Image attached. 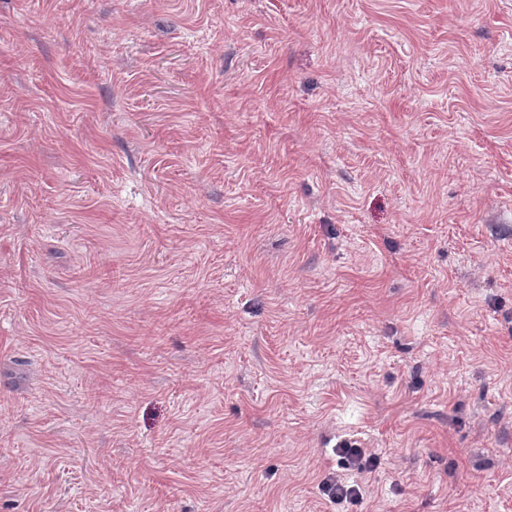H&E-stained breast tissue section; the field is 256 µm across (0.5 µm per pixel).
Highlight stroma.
I'll use <instances>...</instances> for the list:
<instances>
[{"label":"stroma","mask_w":512,"mask_h":512,"mask_svg":"<svg viewBox=\"0 0 512 512\" xmlns=\"http://www.w3.org/2000/svg\"><path fill=\"white\" fill-rule=\"evenodd\" d=\"M512 512V0H0V512ZM337 450L339 464L347 471H356L357 474L369 473L377 465V457L366 453L351 442L344 441ZM321 487L323 494L336 504L356 505L363 500L364 488L362 484L358 481L348 482L339 475L325 478Z\"/></svg>","instance_id":"stroma-1"}]
</instances>
